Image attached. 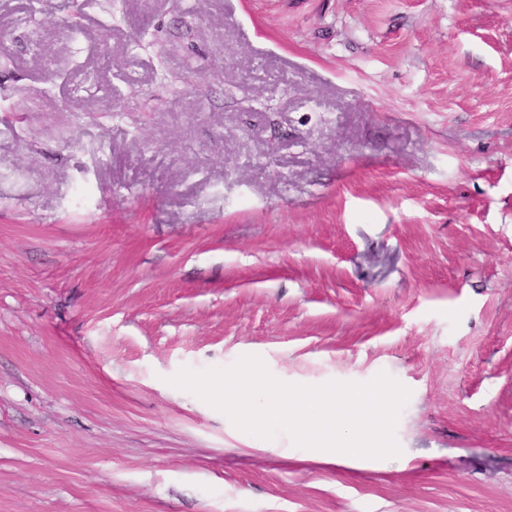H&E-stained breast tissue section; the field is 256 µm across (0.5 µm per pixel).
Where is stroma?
<instances>
[{
    "label": "stroma",
    "instance_id": "obj_1",
    "mask_svg": "<svg viewBox=\"0 0 512 512\" xmlns=\"http://www.w3.org/2000/svg\"><path fill=\"white\" fill-rule=\"evenodd\" d=\"M30 2L0 0V512H512V0ZM245 354L388 373L401 455L168 382Z\"/></svg>",
    "mask_w": 512,
    "mask_h": 512
}]
</instances>
